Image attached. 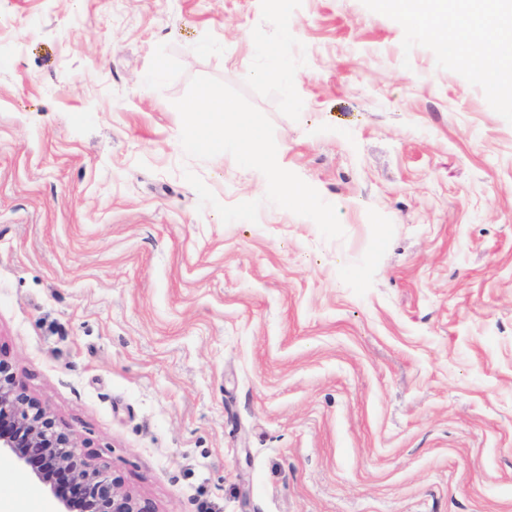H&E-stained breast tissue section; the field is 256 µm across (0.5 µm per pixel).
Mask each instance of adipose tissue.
<instances>
[{
    "mask_svg": "<svg viewBox=\"0 0 512 512\" xmlns=\"http://www.w3.org/2000/svg\"><path fill=\"white\" fill-rule=\"evenodd\" d=\"M381 9L400 15L408 24L429 29L448 53L460 44L475 43L468 63L483 79H493L499 90L512 91V46L504 45L503 30L495 14L465 11L447 0H431L428 8L417 0H379Z\"/></svg>",
    "mask_w": 512,
    "mask_h": 512,
    "instance_id": "adipose-tissue-1",
    "label": "adipose tissue"
}]
</instances>
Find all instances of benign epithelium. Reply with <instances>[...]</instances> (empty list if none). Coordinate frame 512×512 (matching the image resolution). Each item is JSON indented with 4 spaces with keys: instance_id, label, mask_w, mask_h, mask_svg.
Instances as JSON below:
<instances>
[{
    "instance_id": "1",
    "label": "benign epithelium",
    "mask_w": 512,
    "mask_h": 512,
    "mask_svg": "<svg viewBox=\"0 0 512 512\" xmlns=\"http://www.w3.org/2000/svg\"><path fill=\"white\" fill-rule=\"evenodd\" d=\"M30 471L58 502V512H156L79 448L70 432L17 379L0 357V457Z\"/></svg>"
}]
</instances>
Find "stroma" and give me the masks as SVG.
<instances>
[{"mask_svg": "<svg viewBox=\"0 0 512 512\" xmlns=\"http://www.w3.org/2000/svg\"><path fill=\"white\" fill-rule=\"evenodd\" d=\"M469 52L375 0H0V354L157 512H512V110ZM197 76L343 239L185 154Z\"/></svg>", "mask_w": 512, "mask_h": 512, "instance_id": "35a3bbf8", "label": "stroma"}]
</instances>
